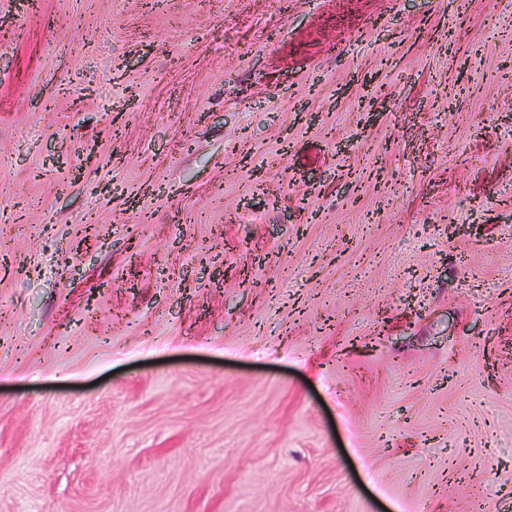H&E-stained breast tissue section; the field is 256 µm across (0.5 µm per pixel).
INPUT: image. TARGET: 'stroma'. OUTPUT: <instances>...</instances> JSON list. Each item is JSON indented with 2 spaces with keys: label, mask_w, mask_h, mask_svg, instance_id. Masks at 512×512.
Instances as JSON below:
<instances>
[{
  "label": "stroma",
  "mask_w": 512,
  "mask_h": 512,
  "mask_svg": "<svg viewBox=\"0 0 512 512\" xmlns=\"http://www.w3.org/2000/svg\"><path fill=\"white\" fill-rule=\"evenodd\" d=\"M0 512H512V0H0Z\"/></svg>",
  "instance_id": "obj_1"
}]
</instances>
